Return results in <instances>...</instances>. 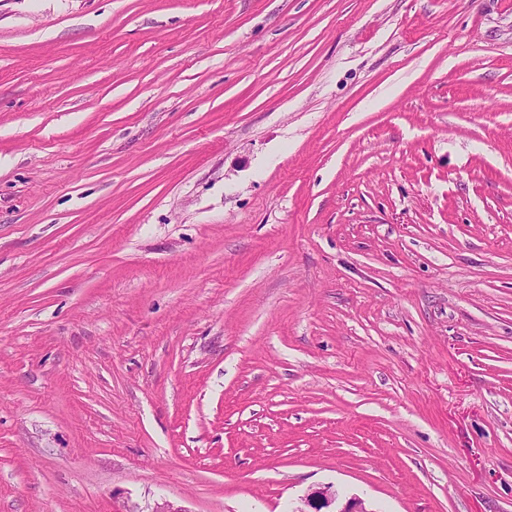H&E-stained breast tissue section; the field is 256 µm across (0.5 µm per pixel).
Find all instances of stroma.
Masks as SVG:
<instances>
[{"label":"stroma","mask_w":512,"mask_h":512,"mask_svg":"<svg viewBox=\"0 0 512 512\" xmlns=\"http://www.w3.org/2000/svg\"><path fill=\"white\" fill-rule=\"evenodd\" d=\"M512 512V0H0V512ZM338 499L336 491H332L330 486L315 489L310 492L303 503L305 507L295 508L294 512H369L365 502L359 498H350L345 505L336 511H323L329 508Z\"/></svg>","instance_id":"1"}]
</instances>
